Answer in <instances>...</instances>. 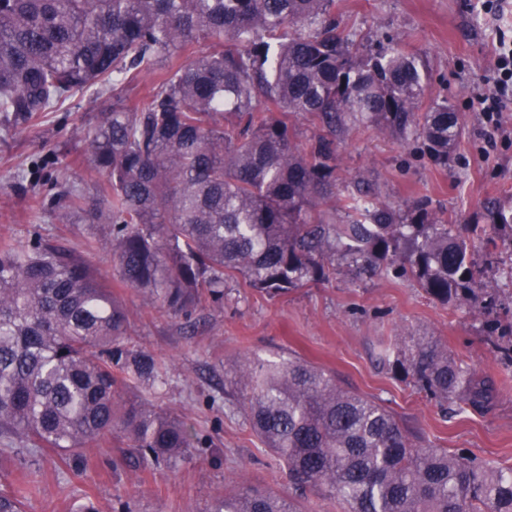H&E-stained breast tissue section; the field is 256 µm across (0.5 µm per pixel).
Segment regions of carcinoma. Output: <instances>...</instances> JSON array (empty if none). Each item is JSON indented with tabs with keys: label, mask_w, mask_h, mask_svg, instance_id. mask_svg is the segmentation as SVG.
<instances>
[{
	"label": "carcinoma",
	"mask_w": 512,
	"mask_h": 512,
	"mask_svg": "<svg viewBox=\"0 0 512 512\" xmlns=\"http://www.w3.org/2000/svg\"><path fill=\"white\" fill-rule=\"evenodd\" d=\"M333 0H0V128L54 112L77 93L112 90L88 136L107 177L91 197L60 194L83 224H109L113 276L179 313L224 300L241 277L269 297L344 267L355 280L409 275L443 305H465L494 332L512 282V200L483 202L482 253L463 225L421 205L395 208L336 183V137L371 128L422 142L441 166L462 135L446 101L425 108L422 65L396 42L374 51L342 37ZM209 52L192 56L194 44ZM158 74L145 96L126 85ZM317 132L302 143L293 120ZM346 221L335 223L336 207ZM122 300L86 255L61 244L0 242V437L51 448L75 469L81 449L118 431L141 458L176 471L196 437L131 384L158 377L129 346ZM512 375V339H494ZM446 413L489 410L494 377L429 336L382 344ZM252 433L297 491L339 497L345 512H512V467L420 448L379 403L298 357L238 361ZM0 512H23L0 490ZM203 512H304L269 488L237 485Z\"/></svg>",
	"instance_id": "carcinoma-1"
}]
</instances>
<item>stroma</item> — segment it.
Masks as SVG:
<instances>
[{
    "mask_svg": "<svg viewBox=\"0 0 512 512\" xmlns=\"http://www.w3.org/2000/svg\"><path fill=\"white\" fill-rule=\"evenodd\" d=\"M481 0H335L331 16L345 38L394 37L425 65V104L448 101L466 124L447 166L422 150L371 129L352 128L336 142V173L364 180L393 207L423 203L452 224L481 223L490 197L512 199V98L492 130L478 99L492 88L498 41L512 43V0L500 19ZM112 109V93H87L54 112L18 122L0 134V239L27 245L34 238L82 249L105 239L106 224H82L53 204L57 180L86 193L105 180L89 160L87 136L98 113ZM495 149H487V138ZM223 305L174 314L117 288L132 322L136 349L160 364L156 380L128 388L125 401H149L181 417L200 444L177 471L143 462L118 433L90 443L77 471L58 452L0 450V485H26L25 512H202L225 487L240 481L283 495L293 489L286 469L252 434L233 378L245 355L276 360L296 356L332 372L338 382L390 410L415 442L512 465V380L500 385L490 411L463 407L441 416L413 382L375 362L380 341L427 334L449 353L491 376L499 356L481 319L468 308L428 298L409 278L352 281L338 269L329 281L271 298L229 282Z\"/></svg>",
    "mask_w": 512,
    "mask_h": 512,
    "instance_id": "35a3bbf8",
    "label": "stroma"
}]
</instances>
